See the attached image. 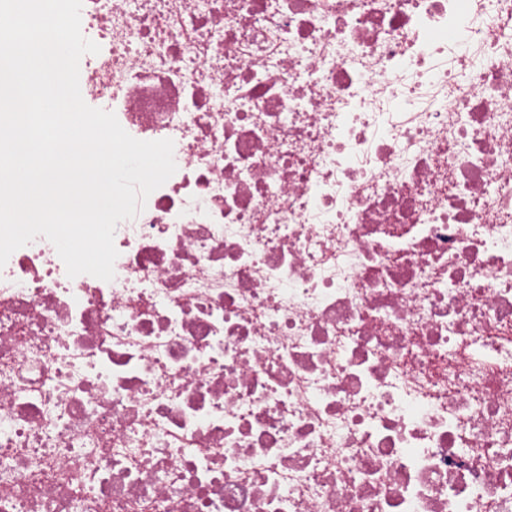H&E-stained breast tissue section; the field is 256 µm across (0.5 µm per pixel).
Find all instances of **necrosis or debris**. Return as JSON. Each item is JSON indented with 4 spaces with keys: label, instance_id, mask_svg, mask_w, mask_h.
<instances>
[{
    "label": "necrosis or debris",
    "instance_id": "obj_1",
    "mask_svg": "<svg viewBox=\"0 0 512 512\" xmlns=\"http://www.w3.org/2000/svg\"><path fill=\"white\" fill-rule=\"evenodd\" d=\"M175 173L114 278L0 268V512H512V0H83Z\"/></svg>",
    "mask_w": 512,
    "mask_h": 512
}]
</instances>
